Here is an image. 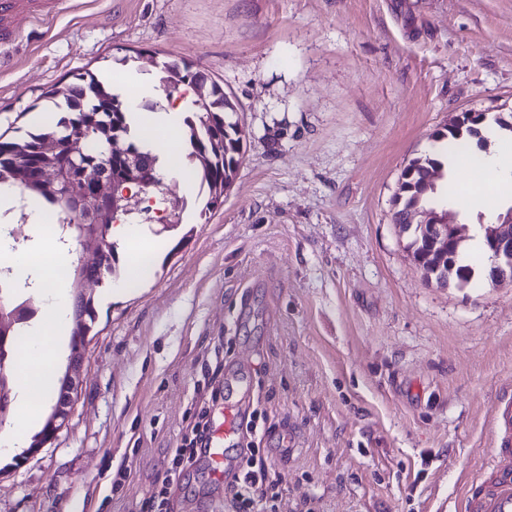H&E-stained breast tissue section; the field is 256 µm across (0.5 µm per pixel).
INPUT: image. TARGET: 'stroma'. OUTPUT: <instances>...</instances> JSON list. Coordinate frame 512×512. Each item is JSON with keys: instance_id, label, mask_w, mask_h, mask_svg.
<instances>
[{"instance_id": "stroma-1", "label": "stroma", "mask_w": 512, "mask_h": 512, "mask_svg": "<svg viewBox=\"0 0 512 512\" xmlns=\"http://www.w3.org/2000/svg\"><path fill=\"white\" fill-rule=\"evenodd\" d=\"M172 59L235 104L242 162L210 212L177 175L143 191L156 261L114 293L115 238L69 425L0 458V512H126L213 396L255 413L278 512H460L512 395V281L427 280L393 213L453 116L512 113V0H68L0 69V132L74 74ZM169 498L224 512L201 464Z\"/></svg>"}]
</instances>
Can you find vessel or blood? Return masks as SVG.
I'll list each match as a JSON object with an SVG mask.
<instances>
[{
	"mask_svg": "<svg viewBox=\"0 0 512 512\" xmlns=\"http://www.w3.org/2000/svg\"><path fill=\"white\" fill-rule=\"evenodd\" d=\"M62 0H0V66L7 49L25 24L48 18ZM494 446L484 464L488 475L467 494L463 512H512V400L500 402L492 414ZM237 443L236 413L231 405L214 409L211 432L200 460L212 477L223 479L228 466L227 447Z\"/></svg>",
	"mask_w": 512,
	"mask_h": 512,
	"instance_id": "vessel-or-blood-1",
	"label": "vessel or blood"
}]
</instances>
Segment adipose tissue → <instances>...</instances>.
Wrapping results in <instances>:
<instances>
[{
    "label": "adipose tissue",
    "instance_id": "1",
    "mask_svg": "<svg viewBox=\"0 0 512 512\" xmlns=\"http://www.w3.org/2000/svg\"><path fill=\"white\" fill-rule=\"evenodd\" d=\"M110 87L128 93L131 111H139L143 97L161 100L158 111L144 114L143 121L157 135L156 147L164 165L184 155L185 147L179 138L183 122V106L164 102L160 89L141 83L136 76L104 74ZM482 182L463 197L468 207H480L487 191L512 190V145L503 144L481 164ZM46 208L31 204L29 223L35 248L12 250L0 246V263L11 269L13 279L22 285L40 290L45 305L42 317L26 327L20 339V353L11 365L16 383V411L9 430L0 434V447L17 450L26 446L33 429L41 422L44 408L56 387L60 343L70 331L67 305L70 259L61 248L45 244Z\"/></svg>",
    "mask_w": 512,
    "mask_h": 512
}]
</instances>
